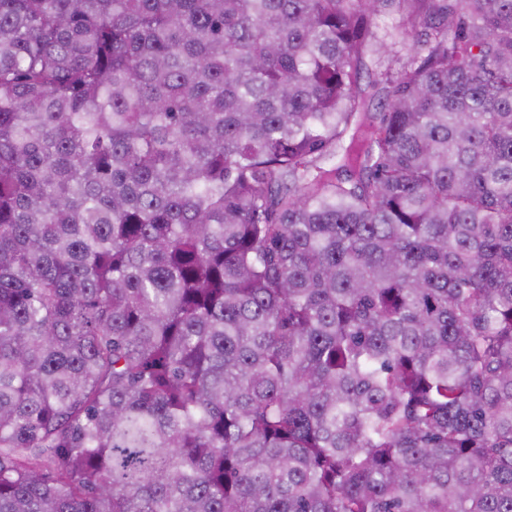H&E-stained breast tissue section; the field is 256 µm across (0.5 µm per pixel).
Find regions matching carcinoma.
<instances>
[{"instance_id": "1", "label": "carcinoma", "mask_w": 512, "mask_h": 512, "mask_svg": "<svg viewBox=\"0 0 512 512\" xmlns=\"http://www.w3.org/2000/svg\"><path fill=\"white\" fill-rule=\"evenodd\" d=\"M0 512H512V0H0Z\"/></svg>"}]
</instances>
